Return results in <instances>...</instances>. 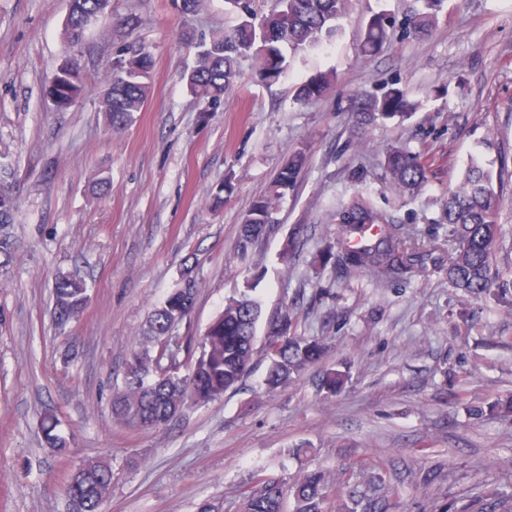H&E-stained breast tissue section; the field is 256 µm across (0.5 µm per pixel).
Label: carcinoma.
Listing matches in <instances>:
<instances>
[{
    "mask_svg": "<svg viewBox=\"0 0 512 512\" xmlns=\"http://www.w3.org/2000/svg\"><path fill=\"white\" fill-rule=\"evenodd\" d=\"M353 0H274L269 12L258 16L252 0H225L238 16L230 29L214 30L197 43L194 63L182 75L187 89L196 98L219 100L236 86L239 61L246 57L260 60L258 75L265 82L277 81L290 67L291 59L319 49L336 36L340 22ZM96 22L129 25L130 20L112 16L111 0H70L65 22L66 48L83 40L87 27ZM407 29L426 36L433 15L414 12L407 18ZM387 38L384 18L368 25L363 40L366 52L373 51ZM153 61L149 49L127 43L112 60L107 87L100 99V111L109 130L119 131L142 111L152 89ZM335 81L321 76L300 84L297 97L311 101L320 97ZM84 92L76 64L63 66L54 76L50 95L55 106L68 109ZM407 107L403 91L395 88L382 97H357V119L368 125L389 119ZM307 163L303 150L295 152L279 171L271 190L257 199L240 226L237 251L245 256L270 232L273 200L293 183ZM384 167L393 181L408 190L427 181L429 165L419 154L406 148L389 150ZM18 195L9 184L0 186V275L9 273L16 256V243L10 231L18 209ZM504 200L495 191L491 174L472 164L460 182L448 190L444 218L451 228L455 248L448 256V281L472 297L489 295L500 299L491 276V260L500 235L496 219ZM339 236L344 244L340 253L331 246L322 252L323 264L347 274L371 272L401 276L421 272L436 251L434 241L401 224H389L382 214L364 201H356L341 213ZM54 313L60 324L79 318L85 311L87 284L60 274L53 283ZM196 305L192 286L170 292L148 321L143 339L136 343L127 362L123 386L112 394V416L128 427L156 428L177 419L190 404H205L220 398L250 371L256 343H262L268 365L264 386L277 391L288 386L303 371L322 362L326 344L316 338L298 336L292 331L294 315L288 308L269 318L263 336H256L261 314L260 303L245 290L228 299L224 309L199 336L178 337L177 361L166 364L162 345L173 337V330L188 321ZM348 375L336 368L319 373L320 388L329 395L341 391ZM47 445L59 451L67 448L51 415L43 419ZM255 489L245 496L244 512H284L285 497L293 500V512H387V496L370 497L358 485L345 484L329 506L330 485L321 471L305 473L289 487L261 472L253 475ZM112 488V467L91 459L80 465L65 486L66 502L79 510L102 512ZM478 512H512V494L498 493Z\"/></svg>",
    "mask_w": 512,
    "mask_h": 512,
    "instance_id": "carcinoma-1",
    "label": "carcinoma"
}]
</instances>
